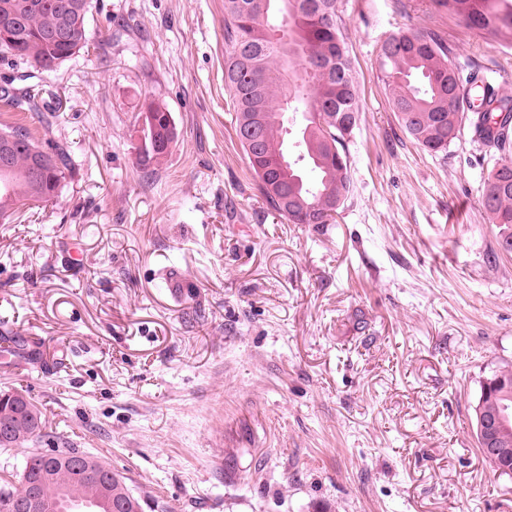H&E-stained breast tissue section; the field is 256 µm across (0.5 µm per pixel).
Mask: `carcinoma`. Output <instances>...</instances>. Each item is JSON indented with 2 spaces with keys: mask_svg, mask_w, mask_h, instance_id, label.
I'll list each match as a JSON object with an SVG mask.
<instances>
[{
  "mask_svg": "<svg viewBox=\"0 0 512 512\" xmlns=\"http://www.w3.org/2000/svg\"><path fill=\"white\" fill-rule=\"evenodd\" d=\"M59 0H0V13L19 24L17 41L0 43V57L54 70L86 47V22L92 0H74L71 40L47 42ZM337 0H224V91L235 109L234 131L267 206L289 224H335L353 195L348 140L360 121L357 71L344 35ZM476 35L512 42V0H433ZM388 102L404 133L429 153L448 151L463 123L479 138L506 154L512 151V97L484 83L474 72L461 80L448 41L433 29H400L379 53ZM39 90L0 86V110L26 112L38 107ZM147 111L154 122L143 129L141 162L164 157L176 141V123L160 102ZM13 140L12 164L0 170V212L19 214L29 200L59 196L70 166L68 152L42 144L15 122L0 123V141ZM487 219L504 230L501 247L512 252V161L495 163L482 187ZM506 384L483 391L478 413L512 416V370L493 377ZM0 422L13 423L12 440L0 448H19L42 426V413L21 392H0ZM498 447L503 465L512 466V419L502 427ZM72 449L32 452L52 472L45 487L47 512H143L141 497L128 484L102 491L92 475L66 466ZM33 470L18 482L0 481V512L6 500L24 491Z\"/></svg>",
  "mask_w": 512,
  "mask_h": 512,
  "instance_id": "1",
  "label": "carcinoma"
}]
</instances>
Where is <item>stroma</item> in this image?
Segmentation results:
<instances>
[{"label": "stroma", "instance_id": "35a3bbf8", "mask_svg": "<svg viewBox=\"0 0 512 512\" xmlns=\"http://www.w3.org/2000/svg\"><path fill=\"white\" fill-rule=\"evenodd\" d=\"M358 73L354 193L333 224L268 210L224 91V0H93L89 48L27 75L48 108L19 118L63 146L61 194L0 223V390L45 426L0 448L109 462L144 512H512L472 409L512 369V252L482 183L500 154L471 128L447 154L391 111L379 50L438 30L457 64L512 95V43L431 0H339ZM178 138L145 168L141 115Z\"/></svg>", "mask_w": 512, "mask_h": 512}]
</instances>
